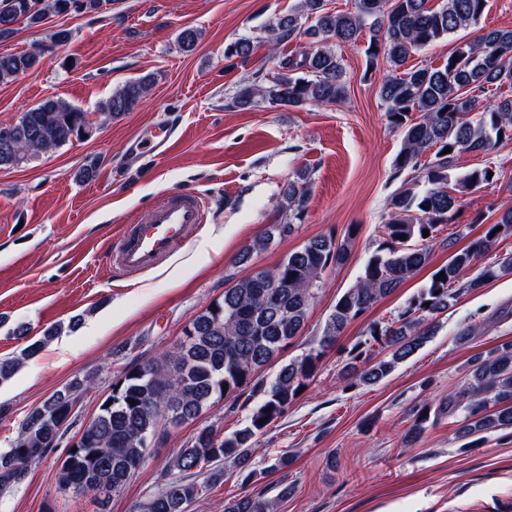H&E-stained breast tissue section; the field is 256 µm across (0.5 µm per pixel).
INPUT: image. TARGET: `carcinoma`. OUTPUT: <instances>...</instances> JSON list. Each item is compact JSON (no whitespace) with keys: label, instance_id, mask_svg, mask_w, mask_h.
<instances>
[{"label":"carcinoma","instance_id":"obj_1","mask_svg":"<svg viewBox=\"0 0 512 512\" xmlns=\"http://www.w3.org/2000/svg\"><path fill=\"white\" fill-rule=\"evenodd\" d=\"M112 0H9L0 10V39L14 35L13 22L31 25L70 8L98 12ZM488 0H356V9L332 12L326 0H299L296 8L276 15L266 25L267 42L275 47L303 32L308 46L296 59L282 63L283 72L266 86L249 81L233 98V105L247 109L258 101L300 108L328 106L346 100L341 57L335 46L358 41L364 28L371 38L366 49L369 64L383 59L389 71L379 87L390 126L403 132L393 173L413 176L402 181L386 205L382 234L385 247L373 256L357 283L337 300L317 346L301 357L282 363L272 379L264 382L259 371L279 359L282 351L305 328L316 289L323 274L343 264L350 249V236L318 235L291 252L273 269H258L224 289L183 329L176 346L146 363L130 364L101 400L93 418L79 429V448L68 454L70 464L57 470L58 481L67 489L90 483L98 487L100 502L118 491L146 458V443L159 432L161 411L195 419L215 400L250 390L257 397L244 425L220 435L212 428L196 430L175 454L163 487L149 495L143 512H185L186 506L211 488L213 471L222 464L236 471L243 483L256 476L251 448L257 436L282 418L297 400V392L308 386L320 360L344 329L381 299L393 294L432 260L435 249H448V262L432 272L406 310L390 323L369 329L371 339L386 351L385 356L362 357L369 366L352 369L354 383L374 384L388 376L395 365L409 358L433 334L430 315L448 309L461 275L477 265L496 241L512 235V206L503 209L493 224L461 249L455 241L440 236V227L455 224L460 217L459 194L478 185H492L500 173L488 175L489 167L475 168L455 177L448 191V172L460 153L490 154L501 139L512 140V95L490 99L493 88H512V28L486 29L479 26ZM474 27L475 37L459 44L440 65L405 67L409 57L441 39ZM202 33L186 27L177 35L184 52L196 48ZM71 31L52 32L50 42L30 52L0 53V82L32 70L42 56L68 43ZM334 44H329V39ZM252 45L240 39L225 47L224 56L245 58ZM155 78L144 75L125 82L101 106L107 119L132 112L144 101ZM488 101L485 111L473 116L476 102ZM8 144L0 139V167L17 166L29 157L65 145L89 134L87 113L69 102L51 97L22 114L10 124ZM451 152L444 153L445 148ZM307 197L294 183L284 190L281 208L289 223L273 224L259 236L254 247H268L274 235L287 237L302 220ZM429 236H423V231ZM405 239H399L400 235ZM512 275V256L495 266L484 267L466 282L478 289L501 276ZM50 327L42 338L29 343L20 356L0 359V385L15 374L23 361L36 356L54 339ZM90 388L76 381L55 392L29 411L18 426L16 438L0 452V492L4 493L29 468L49 457L59 420L70 403ZM136 401L131 405L129 400ZM433 416H426L424 412ZM457 413L458 434L472 448L481 441L473 435L512 429V340L500 343L478 356L467 382L448 392L445 400L424 404L411 431L419 436L425 424ZM266 422H260V419ZM275 500L262 495H243L228 503L225 512H273Z\"/></svg>","mask_w":512,"mask_h":512}]
</instances>
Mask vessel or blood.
I'll list each match as a JSON object with an SVG mask.
<instances>
[{
  "mask_svg": "<svg viewBox=\"0 0 512 512\" xmlns=\"http://www.w3.org/2000/svg\"><path fill=\"white\" fill-rule=\"evenodd\" d=\"M176 141L171 133L147 132L134 139L131 164L147 156H165ZM204 222V212L195 194L172 191L163 196L149 214L135 224L125 225L103 257L128 273L162 264L176 249L185 245Z\"/></svg>",
  "mask_w": 512,
  "mask_h": 512,
  "instance_id": "b4317fda",
  "label": "vessel or blood"
}]
</instances>
